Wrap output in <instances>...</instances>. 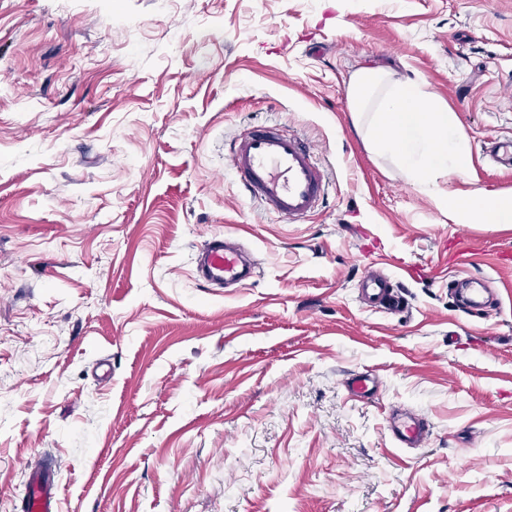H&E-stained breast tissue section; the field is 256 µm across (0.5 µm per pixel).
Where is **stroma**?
I'll list each match as a JSON object with an SVG mask.
<instances>
[{"label": "stroma", "instance_id": "stroma-1", "mask_svg": "<svg viewBox=\"0 0 512 512\" xmlns=\"http://www.w3.org/2000/svg\"><path fill=\"white\" fill-rule=\"evenodd\" d=\"M363 66L454 112L450 188L512 191V0H0V512L33 461L63 512H512V225L452 223L365 148ZM264 120L328 174L302 223L228 172ZM213 232L256 253L247 285L195 281ZM372 267L398 313L363 305ZM345 385L351 393L362 396L374 392L378 387V380L372 370H366L346 378ZM388 429L400 448H421L430 433V426L423 415L400 407L391 409Z\"/></svg>", "mask_w": 512, "mask_h": 512}]
</instances>
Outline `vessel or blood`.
<instances>
[{"label": "vessel or blood", "mask_w": 512, "mask_h": 512, "mask_svg": "<svg viewBox=\"0 0 512 512\" xmlns=\"http://www.w3.org/2000/svg\"><path fill=\"white\" fill-rule=\"evenodd\" d=\"M230 171L244 194L276 217L293 222L305 220L323 203L327 176L315 160L310 145L299 137L282 133L275 125H253L238 136L230 152ZM195 279L206 288L238 285L254 277L256 262L248 261L242 246L226 235H209L194 258ZM364 300L384 304L391 300L389 278L368 270L362 278ZM348 390L365 395L378 387L373 371L367 370L345 380ZM388 429L401 448L423 447L430 433L426 418L395 407L388 417ZM24 512H61L59 489L51 469L32 465L22 500Z\"/></svg>", "instance_id": "vessel-or-blood-1"}]
</instances>
